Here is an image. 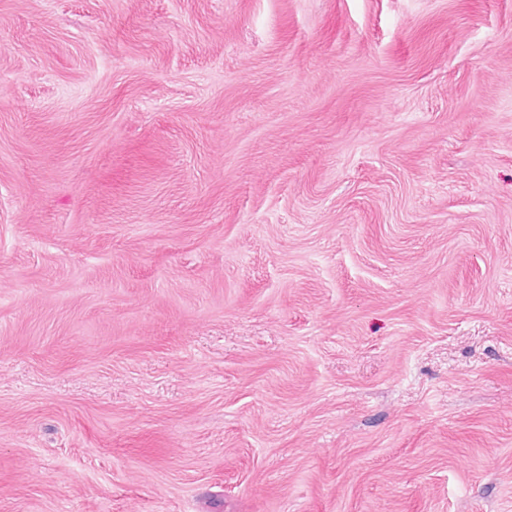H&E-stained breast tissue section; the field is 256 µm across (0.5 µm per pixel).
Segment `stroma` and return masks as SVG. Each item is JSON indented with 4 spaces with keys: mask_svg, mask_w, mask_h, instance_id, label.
Masks as SVG:
<instances>
[{
    "mask_svg": "<svg viewBox=\"0 0 512 512\" xmlns=\"http://www.w3.org/2000/svg\"><path fill=\"white\" fill-rule=\"evenodd\" d=\"M0 512H512V0H0Z\"/></svg>",
    "mask_w": 512,
    "mask_h": 512,
    "instance_id": "35a3bbf8",
    "label": "stroma"
}]
</instances>
